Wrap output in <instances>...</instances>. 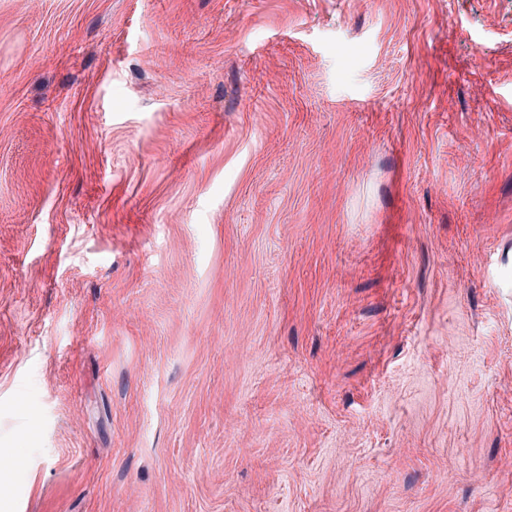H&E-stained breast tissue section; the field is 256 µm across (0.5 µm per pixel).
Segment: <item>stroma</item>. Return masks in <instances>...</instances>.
I'll return each instance as SVG.
<instances>
[{"instance_id": "stroma-1", "label": "stroma", "mask_w": 512, "mask_h": 512, "mask_svg": "<svg viewBox=\"0 0 512 512\" xmlns=\"http://www.w3.org/2000/svg\"><path fill=\"white\" fill-rule=\"evenodd\" d=\"M0 512H512V0H0Z\"/></svg>"}]
</instances>
